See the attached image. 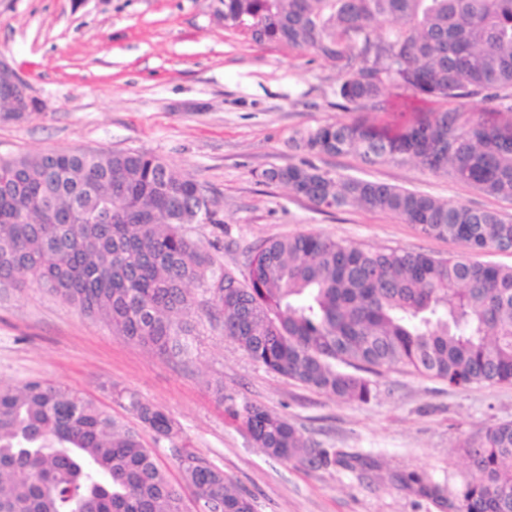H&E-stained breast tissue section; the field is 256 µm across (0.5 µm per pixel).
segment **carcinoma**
Wrapping results in <instances>:
<instances>
[{"instance_id":"carcinoma-1","label":"carcinoma","mask_w":512,"mask_h":512,"mask_svg":"<svg viewBox=\"0 0 512 512\" xmlns=\"http://www.w3.org/2000/svg\"><path fill=\"white\" fill-rule=\"evenodd\" d=\"M224 29L259 25L265 43L313 52L350 74L336 96L379 109L388 86L430 99L485 94L512 113V0H216ZM385 21L395 26L384 34ZM309 154L397 157L512 200V119L436 109L391 133L362 121L326 123L293 139ZM263 176L320 211L391 213L461 255L361 249L299 234L266 240L244 279L224 272L182 232L215 224L190 175L150 152L0 156V287L32 283L103 321L112 335L174 358L190 352L195 296L212 293L224 335L270 371L338 399L365 403L370 381L402 366L450 386L512 383V222L379 181L304 162ZM128 410L165 440L197 512H255L253 501L195 449L159 406ZM256 447L286 463L346 468L356 455L314 448L288 418L246 402L227 407ZM459 448L472 474L462 512H512V422ZM0 512H183L155 449L91 399L36 379L0 388Z\"/></svg>"}]
</instances>
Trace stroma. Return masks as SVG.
Segmentation results:
<instances>
[{"label": "stroma", "instance_id": "stroma-1", "mask_svg": "<svg viewBox=\"0 0 512 512\" xmlns=\"http://www.w3.org/2000/svg\"><path fill=\"white\" fill-rule=\"evenodd\" d=\"M214 0H0V60L16 69L40 111L0 116V155L138 149L203 186L213 224L186 235L213 259L215 275L246 273L266 239L317 234L360 248H400L441 257L459 243L427 238L387 213H328L265 180L310 162L417 190L512 221V200L485 194L412 162L364 163L354 154L307 155L299 132L358 117L397 128L436 102L392 87L382 109L337 107L344 80L314 53L225 31ZM199 304L192 352L181 360L113 336L45 289L0 290V387L42 379L94 399L128 425L126 394L162 407L181 436L222 468L256 512H460L470 479L457 446L492 424L512 422V384L453 388L410 369L372 376L368 402L302 386L252 361L224 334L209 296ZM282 414L320 448L356 456L354 468L286 464L256 448L212 391ZM423 483L406 486L409 474Z\"/></svg>", "mask_w": 512, "mask_h": 512}]
</instances>
